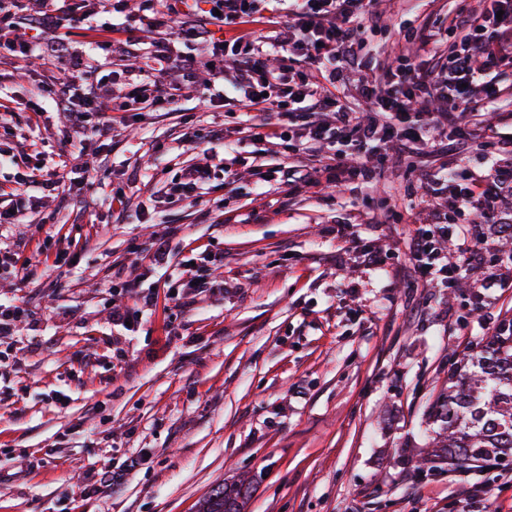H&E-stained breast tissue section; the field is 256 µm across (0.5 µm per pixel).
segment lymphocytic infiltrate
I'll use <instances>...</instances> for the list:
<instances>
[{
    "label": "lymphocytic infiltrate",
    "instance_id": "f902f5d3",
    "mask_svg": "<svg viewBox=\"0 0 512 512\" xmlns=\"http://www.w3.org/2000/svg\"><path fill=\"white\" fill-rule=\"evenodd\" d=\"M42 11L32 13L27 0H0V28L26 26L48 31L44 41L29 46L0 42V56L22 59L35 54L47 62L70 56L65 35L77 10L93 14L102 0H40ZM148 27L171 26V37L155 41L150 58L157 74L174 79L176 89L142 83L153 91L154 102L171 103L176 91L191 89L200 66H209L223 78L224 66L216 56L201 59L179 54L177 44L209 45L213 27L226 21L262 27L264 38L251 35L234 39L230 48L237 58L233 82L245 106L275 104L274 119L251 124L252 140L282 137L292 106L305 104V142L321 145L341 140L342 146L326 162L289 179V189L328 182L338 186L355 182L375 186L386 164L417 156L421 144L433 142L436 155H444L474 135L467 113L483 108L496 94L488 78L502 66L512 65V0H487L471 11L468 0H458L453 17L409 29L406 48L395 67L372 72L362 55V35L377 28L379 0H287L284 8L260 12L256 0H205L206 9L175 13L171 0H146ZM280 48L279 71L268 65V48ZM288 80L276 84L277 72ZM89 70L67 71L44 89L55 106L67 112L73 128L84 136H102L112 118L99 108L108 94L105 83L92 82ZM352 90L371 100L369 120L359 119L340 101L337 89ZM512 197V164L491 163L477 177H462L447 164L432 167L420 185V209L427 212L426 228L410 237L409 261L419 277L434 276L439 285L455 286L465 267L484 264L486 232L512 236V216L505 202ZM451 212L469 214L468 224L448 222ZM457 239L456 261L442 253L444 242Z\"/></svg>",
    "mask_w": 512,
    "mask_h": 512
}]
</instances>
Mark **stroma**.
I'll use <instances>...</instances> for the list:
<instances>
[{
	"label": "stroma",
	"mask_w": 512,
	"mask_h": 512,
	"mask_svg": "<svg viewBox=\"0 0 512 512\" xmlns=\"http://www.w3.org/2000/svg\"><path fill=\"white\" fill-rule=\"evenodd\" d=\"M453 6L382 0L369 37L380 62L395 63L407 28ZM139 7L99 8L68 32L71 64L95 66L110 87L101 108L113 135L82 150L65 142L68 117L49 99L22 105L56 68L0 60V103L15 110L0 127V152L15 159L0 168V206L19 188L37 204L35 223L0 227V247L37 258L24 274L0 270V301L27 310L0 338V512H198L212 485L241 474L255 482L246 512H462L467 489L492 490L496 512H512V464L465 473L440 462L424 477L414 467L455 353L478 352L512 309V287L482 285L488 270L512 279V246L490 235L484 266L455 287L415 283L413 225L360 217L368 196L408 206L406 165L369 190L322 183L287 198L280 173L299 170L306 151L247 138L251 112L233 89L216 95L208 71L174 104L116 111L148 62L118 47ZM494 82L482 121L506 142L512 67ZM213 128L222 140L194 136ZM207 156L210 181L170 199ZM61 164L71 185L46 188ZM364 246L381 263L365 262ZM128 281L159 299L124 327L112 314L134 306ZM137 455L124 482L91 490Z\"/></svg>",
	"instance_id": "1"
}]
</instances>
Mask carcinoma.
I'll use <instances>...</instances> for the list:
<instances>
[{"instance_id":"1","label":"carcinoma","mask_w":512,"mask_h":512,"mask_svg":"<svg viewBox=\"0 0 512 512\" xmlns=\"http://www.w3.org/2000/svg\"><path fill=\"white\" fill-rule=\"evenodd\" d=\"M432 453L457 468L480 471L512 457V317L478 353L462 351L448 371V388L431 404ZM253 480L211 488L199 512H244Z\"/></svg>"}]
</instances>
